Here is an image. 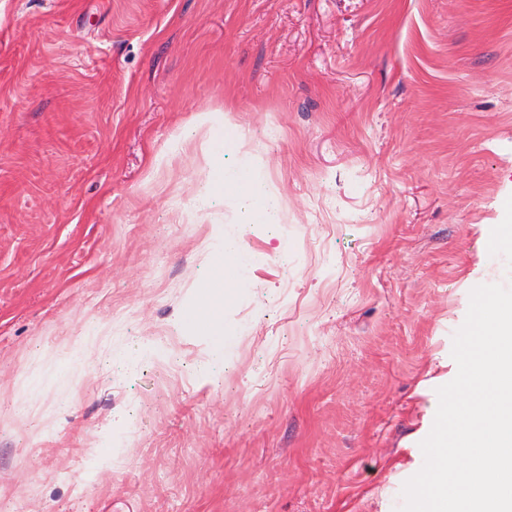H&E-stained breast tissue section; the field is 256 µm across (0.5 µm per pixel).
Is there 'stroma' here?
Instances as JSON below:
<instances>
[{
	"label": "stroma",
	"instance_id": "35a3bbf8",
	"mask_svg": "<svg viewBox=\"0 0 512 512\" xmlns=\"http://www.w3.org/2000/svg\"><path fill=\"white\" fill-rule=\"evenodd\" d=\"M510 222L512 0H0V504L400 512ZM209 299L207 301V315L213 334L221 341L224 339V303L234 295L237 281L225 280L221 273L213 274L208 287Z\"/></svg>",
	"mask_w": 512,
	"mask_h": 512
}]
</instances>
